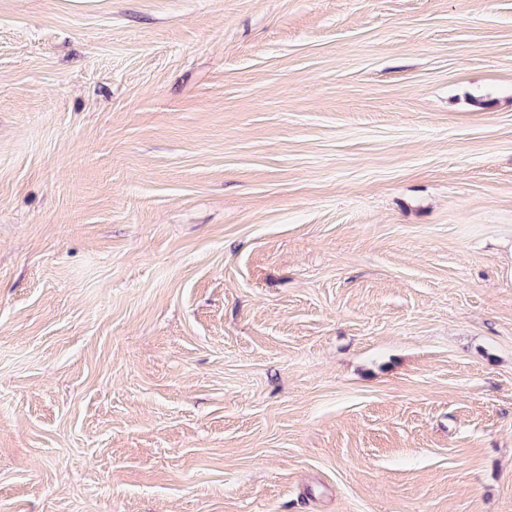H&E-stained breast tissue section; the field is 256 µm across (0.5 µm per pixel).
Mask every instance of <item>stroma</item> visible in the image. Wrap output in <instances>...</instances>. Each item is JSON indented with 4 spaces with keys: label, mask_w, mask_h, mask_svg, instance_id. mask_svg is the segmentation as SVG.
Listing matches in <instances>:
<instances>
[{
    "label": "stroma",
    "mask_w": 512,
    "mask_h": 512,
    "mask_svg": "<svg viewBox=\"0 0 512 512\" xmlns=\"http://www.w3.org/2000/svg\"><path fill=\"white\" fill-rule=\"evenodd\" d=\"M0 512H512V0H0Z\"/></svg>",
    "instance_id": "35a3bbf8"
}]
</instances>
